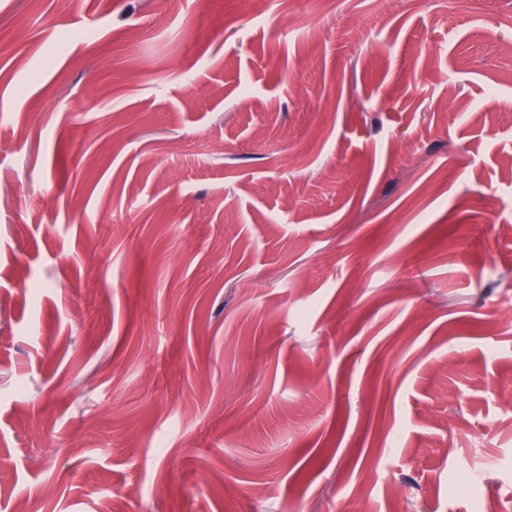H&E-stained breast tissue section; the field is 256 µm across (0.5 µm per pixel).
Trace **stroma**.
I'll return each instance as SVG.
<instances>
[{
    "mask_svg": "<svg viewBox=\"0 0 512 512\" xmlns=\"http://www.w3.org/2000/svg\"><path fill=\"white\" fill-rule=\"evenodd\" d=\"M497 376L512 0H0V512H512Z\"/></svg>",
    "mask_w": 512,
    "mask_h": 512,
    "instance_id": "35a3bbf8",
    "label": "stroma"
}]
</instances>
